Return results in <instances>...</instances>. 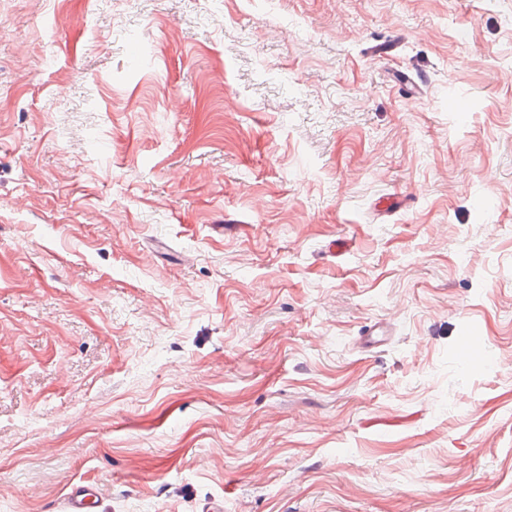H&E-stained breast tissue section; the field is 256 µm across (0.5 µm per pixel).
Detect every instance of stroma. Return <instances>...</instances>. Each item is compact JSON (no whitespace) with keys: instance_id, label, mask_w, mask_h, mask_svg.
<instances>
[{"instance_id":"1","label":"stroma","mask_w":512,"mask_h":512,"mask_svg":"<svg viewBox=\"0 0 512 512\" xmlns=\"http://www.w3.org/2000/svg\"><path fill=\"white\" fill-rule=\"evenodd\" d=\"M76 483L512 512V0H0V512ZM392 332L388 323L378 321L367 326L358 339V344L362 350L373 352L383 348L390 340Z\"/></svg>"}]
</instances>
